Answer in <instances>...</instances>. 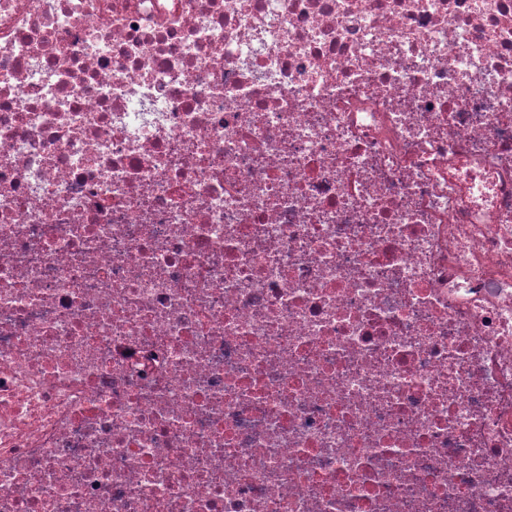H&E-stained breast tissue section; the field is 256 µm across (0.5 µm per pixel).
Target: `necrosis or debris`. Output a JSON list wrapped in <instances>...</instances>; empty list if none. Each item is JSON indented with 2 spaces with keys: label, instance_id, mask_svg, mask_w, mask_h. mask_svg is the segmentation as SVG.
<instances>
[{
  "label": "necrosis or debris",
  "instance_id": "obj_1",
  "mask_svg": "<svg viewBox=\"0 0 512 512\" xmlns=\"http://www.w3.org/2000/svg\"><path fill=\"white\" fill-rule=\"evenodd\" d=\"M0 512H512V0H0Z\"/></svg>",
  "mask_w": 512,
  "mask_h": 512
}]
</instances>
